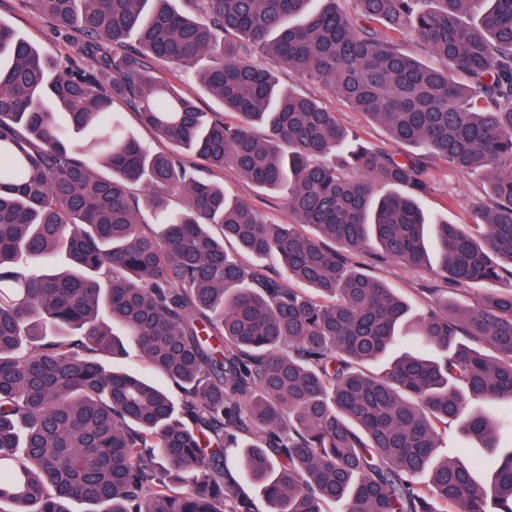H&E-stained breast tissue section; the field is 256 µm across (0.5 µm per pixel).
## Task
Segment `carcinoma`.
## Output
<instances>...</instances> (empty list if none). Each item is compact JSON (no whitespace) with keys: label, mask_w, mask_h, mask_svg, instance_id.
Masks as SVG:
<instances>
[{"label":"carcinoma","mask_w":512,"mask_h":512,"mask_svg":"<svg viewBox=\"0 0 512 512\" xmlns=\"http://www.w3.org/2000/svg\"><path fill=\"white\" fill-rule=\"evenodd\" d=\"M26 2L84 42L81 59L55 60L0 23V505L487 512L490 500L512 512V448L498 452L512 414L468 410L471 396L512 399V287H500L512 281V0H353L352 12L339 0H194V16L172 0ZM407 33L444 67L404 51ZM255 49L410 151L360 143L318 98L281 90ZM206 55L197 79L221 119L151 70ZM116 102L173 151L129 135ZM87 130L93 144L72 146L69 132ZM182 153L283 193L316 233L264 220ZM435 161L487 191L470 223H433L432 261L418 197ZM226 241L277 256L288 280ZM358 252L484 289L473 305L443 297L414 314ZM408 324L423 349L393 357ZM129 342L180 403L120 366ZM383 360L382 373L365 370ZM451 423L489 450L476 466L434 460ZM232 446L267 510L232 477Z\"/></svg>","instance_id":"carcinoma-1"}]
</instances>
